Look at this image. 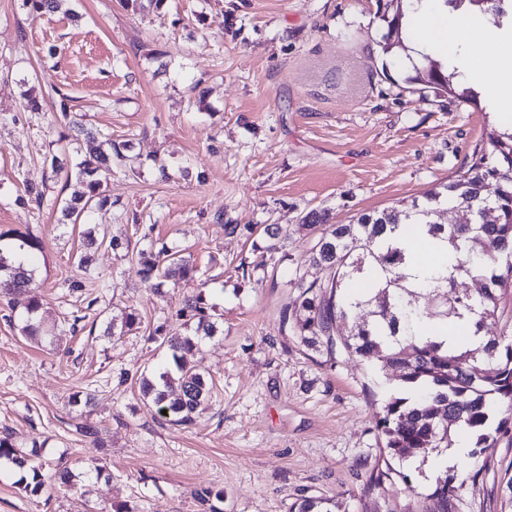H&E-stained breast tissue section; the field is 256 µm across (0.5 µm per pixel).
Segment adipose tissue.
Instances as JSON below:
<instances>
[{"label": "adipose tissue", "instance_id": "adipose-tissue-1", "mask_svg": "<svg viewBox=\"0 0 512 512\" xmlns=\"http://www.w3.org/2000/svg\"><path fill=\"white\" fill-rule=\"evenodd\" d=\"M479 37L491 43L490 54H476L474 41ZM409 54L416 60L424 54L440 58L464 83L481 90L500 126L512 130V25L498 26L481 16L449 10L444 0H422ZM404 247L405 272L414 285L435 271L448 275L455 263L447 245L430 238L419 225L407 228Z\"/></svg>", "mask_w": 512, "mask_h": 512}]
</instances>
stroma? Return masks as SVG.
Returning <instances> with one entry per match:
<instances>
[{"mask_svg":"<svg viewBox=\"0 0 512 512\" xmlns=\"http://www.w3.org/2000/svg\"><path fill=\"white\" fill-rule=\"evenodd\" d=\"M385 2L165 0L139 12L122 0H63L37 15L0 0V231L43 240L34 265L51 331L26 339V296L0 293V434L39 444L43 462L67 461L78 475L74 489L49 482L32 497L1 462L0 512H288L303 496L336 499L342 512L422 506L446 470L436 455L406 465L415 493L363 490L383 464L374 425L383 396L403 389L398 373L328 362L279 330L296 279L327 276L309 262L322 229L302 225L307 212L347 224L445 184L494 126L481 107L402 89V66L379 46ZM61 90L86 128L128 144L134 160L113 166L111 204L84 224L62 216L78 184L74 133L54 121ZM32 96L40 111L29 110ZM29 183L48 185L41 205L20 204ZM228 224L240 232L225 233ZM89 231L128 245L95 250L86 278L74 258ZM161 242L206 285L159 291L145 280L139 253ZM198 292L218 333L187 359L211 373V406L177 426L143 402L137 375L167 362L150 335L179 328ZM131 310L140 329L108 335ZM87 387L94 405L83 414L70 398ZM82 423L102 447L78 434ZM92 456L101 473L87 472ZM447 470L481 473L448 512H512V434ZM201 488L216 498L199 503Z\"/></svg>","mask_w":512,"mask_h":512,"instance_id":"1","label":"stroma"}]
</instances>
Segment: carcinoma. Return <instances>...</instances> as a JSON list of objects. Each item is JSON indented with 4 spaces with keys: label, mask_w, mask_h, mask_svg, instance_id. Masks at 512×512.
<instances>
[{
    "label": "carcinoma",
    "mask_w": 512,
    "mask_h": 512,
    "mask_svg": "<svg viewBox=\"0 0 512 512\" xmlns=\"http://www.w3.org/2000/svg\"><path fill=\"white\" fill-rule=\"evenodd\" d=\"M404 2L388 0L382 14L385 54L405 49L399 39ZM465 2L497 19L512 16V0H445L455 9ZM59 3L23 0V6L36 14L53 13ZM406 82L422 85L437 97L456 99L459 110L477 103L478 95L471 90L457 91L453 76L433 59L413 67V75ZM124 158L120 148L107 139L75 164L74 173L82 190L63 206L70 223L77 224L93 209L110 204L102 187L112 175L113 160ZM449 205L467 213L470 223H438L435 216ZM417 216L423 218L433 236L447 239L457 254V277L434 285L430 292L433 304L428 300L419 302V295L402 285L404 252L392 236L400 225ZM302 223L326 225L311 262L327 269L329 278L308 284L298 280L300 291L294 307L286 306L280 312V331H290L307 345L324 348L331 362L336 353L343 351L402 372L400 380L415 388L416 396L387 397L375 422L390 460L401 465L450 448L456 427L472 432L477 448L485 447L497 435L511 433L512 335L503 332L488 337L483 346L450 350L420 336L418 329L427 321H445L468 313L475 317L479 333L487 322L499 318L502 299L512 292V132L492 129L486 143L474 147L455 178L440 189L428 190L396 207L361 213L349 224H330L327 213L316 210L306 213ZM4 240L30 255L43 249L41 240L28 232H0V242ZM374 263L380 265L382 278L374 282L368 294L351 295V282ZM141 273L147 280H158L160 288L168 279H193L200 270L163 246L142 256ZM460 278L477 281L480 288L461 290L457 288ZM35 287L33 271L13 265L0 248V288L29 293L22 333L30 338L45 335L38 317L41 297ZM350 316L354 319L350 334L336 337V322ZM177 320L186 333L165 336L160 341L169 352V367L157 374L144 371L139 382L144 397L157 411H166L168 422L189 425L208 405L211 388L205 372L189 365L185 355L197 347L200 338L216 335L217 327L201 294L185 299ZM38 455L36 448L21 455L11 434L0 436V460L25 471L20 484L33 495L41 493L45 485L43 464L30 461ZM395 475L401 477L406 490L415 492L410 476L389 463L386 469L369 475L366 489H381ZM464 486L465 482L445 472L437 477L431 497L441 503V512H448V502L456 499ZM289 512H336V501L303 497L291 505Z\"/></svg>",
    "instance_id": "cac0c4a2"
}]
</instances>
